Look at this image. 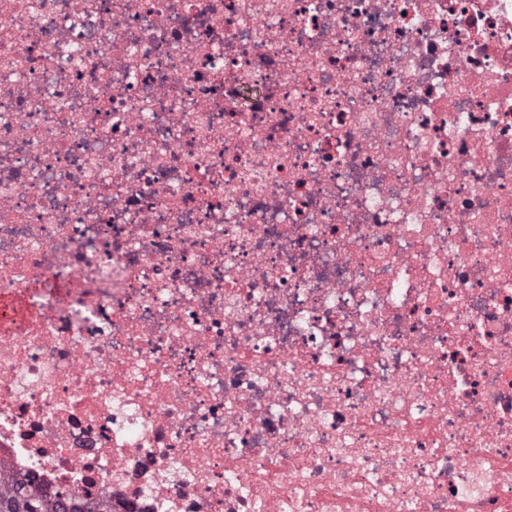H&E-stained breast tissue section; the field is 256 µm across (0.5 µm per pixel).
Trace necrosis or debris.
Returning a JSON list of instances; mask_svg holds the SVG:
<instances>
[{
	"instance_id": "1",
	"label": "necrosis or debris",
	"mask_w": 512,
	"mask_h": 512,
	"mask_svg": "<svg viewBox=\"0 0 512 512\" xmlns=\"http://www.w3.org/2000/svg\"><path fill=\"white\" fill-rule=\"evenodd\" d=\"M0 470L96 512H512V0H0ZM27 314L26 303L23 298L0 295V326H10Z\"/></svg>"
}]
</instances>
